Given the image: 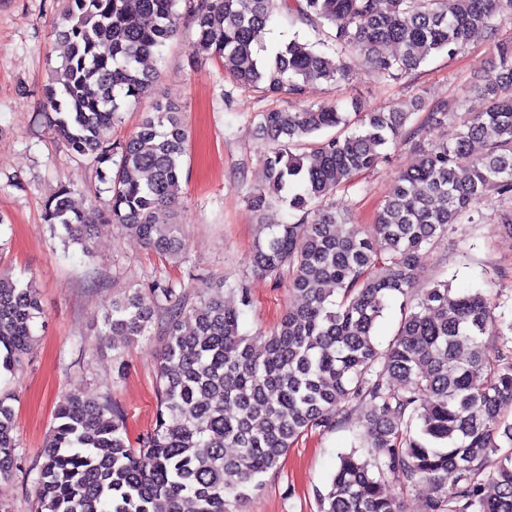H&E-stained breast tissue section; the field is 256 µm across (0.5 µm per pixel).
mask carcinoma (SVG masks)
I'll use <instances>...</instances> for the list:
<instances>
[{
    "label": "carcinoma",
    "mask_w": 512,
    "mask_h": 512,
    "mask_svg": "<svg viewBox=\"0 0 512 512\" xmlns=\"http://www.w3.org/2000/svg\"><path fill=\"white\" fill-rule=\"evenodd\" d=\"M56 39L68 46L57 78L44 89L50 127L74 156L96 167L108 208L77 210L74 185L62 184L43 219L91 253L96 226L120 225L157 253L185 247L173 210L180 198L188 131L179 108L158 105L125 141L110 142L122 107L141 98L156 73L140 68L179 28L178 0H65ZM325 34L331 59L298 37L269 52L262 35L274 12ZM197 53L220 58L244 89L299 98L314 82L348 78L360 60L398 81L429 57L488 45L493 61L475 93L479 112L459 114L444 99L367 112L336 104L257 114L271 144L264 179L248 196L264 211L285 204L288 224H265L250 255L254 271L288 274L300 297L267 335L240 332L241 311L224 302V282L172 304L161 322L163 349L151 431L131 446L126 416L110 396L74 389L55 412L33 483L35 512H232V501L303 434L328 430L368 406L362 447L338 454L319 512H402L387 477L405 491L429 486L424 512H512V338L500 334L482 292L449 296L438 281L413 296L423 250L453 224H472L483 199L512 202V0H196L191 16ZM460 120L451 142L430 130ZM342 131L295 147L326 129ZM482 151L474 152V144ZM405 144L417 162L396 177L375 223L351 224L328 198ZM173 285L150 296L132 288L112 302L105 335L128 343L151 332L147 298L169 299ZM409 301L384 350L374 330L388 298ZM42 309L33 282L0 274V372L21 362ZM9 395L0 394V483L13 477L19 443Z\"/></svg>",
    "instance_id": "1"
}]
</instances>
